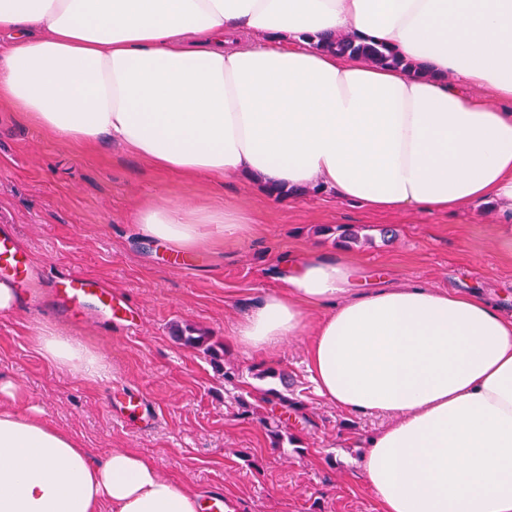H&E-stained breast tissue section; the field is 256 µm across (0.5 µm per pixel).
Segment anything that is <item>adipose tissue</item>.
I'll return each instance as SVG.
<instances>
[{"label":"adipose tissue","mask_w":512,"mask_h":512,"mask_svg":"<svg viewBox=\"0 0 512 512\" xmlns=\"http://www.w3.org/2000/svg\"><path fill=\"white\" fill-rule=\"evenodd\" d=\"M342 33L405 63L322 47ZM0 104L187 178L316 187L372 213L491 203L512 224V0H0ZM136 222L181 252L253 229L231 205L151 202ZM277 272L235 341L270 353L312 330L317 394L388 418L360 460L382 512H512V316L318 250ZM35 342L60 369H102L58 327ZM18 401L0 382V512H202L142 454L95 458Z\"/></svg>","instance_id":"ef3b65f1"}]
</instances>
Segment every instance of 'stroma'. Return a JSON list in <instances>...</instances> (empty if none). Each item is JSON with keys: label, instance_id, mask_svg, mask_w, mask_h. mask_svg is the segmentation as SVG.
<instances>
[{"label": "stroma", "instance_id": "obj_1", "mask_svg": "<svg viewBox=\"0 0 512 512\" xmlns=\"http://www.w3.org/2000/svg\"><path fill=\"white\" fill-rule=\"evenodd\" d=\"M178 206L244 207L251 236L169 262L167 248L144 238L134 220L143 200ZM339 224L391 227L343 247L327 234ZM0 232L30 260L28 292L0 316V380L14 382L25 405L73 433L95 456L133 449L159 473L202 496L219 490L234 512H380L358 461L367 437L387 421L344 413L317 395L307 370L309 334L288 337L268 354L240 347L239 319L266 292L279 289L277 257L312 249L345 256L365 269L387 271L396 285L423 281L454 291L488 293L512 315V226L490 206L455 216L371 214L323 194L272 198L238 177L186 180L146 165L108 142L87 148L56 141L0 106ZM78 272L118 292L132 310L128 325L58 306L55 278ZM55 324L103 358L100 376L57 369L34 338ZM191 324L224 346L226 382L202 351L172 337ZM287 370L289 396L303 416L285 420L299 444L276 448L261 419L271 413L261 390L275 379L257 369ZM151 414L128 416V398Z\"/></svg>", "mask_w": 512, "mask_h": 512}]
</instances>
